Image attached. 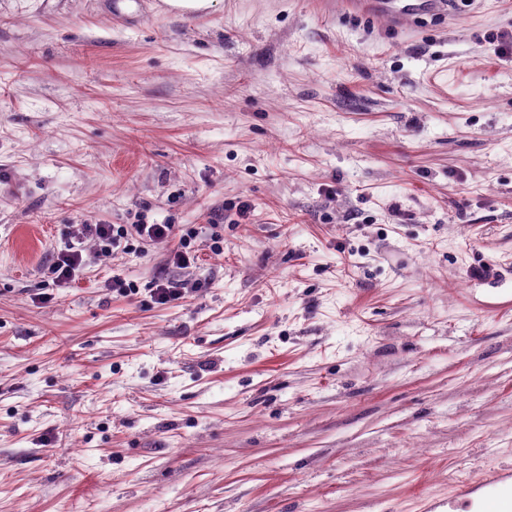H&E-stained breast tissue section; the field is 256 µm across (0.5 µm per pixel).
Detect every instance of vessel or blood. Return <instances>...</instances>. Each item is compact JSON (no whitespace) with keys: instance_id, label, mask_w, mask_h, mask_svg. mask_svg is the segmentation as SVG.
Masks as SVG:
<instances>
[{"instance_id":"vessel-or-blood-1","label":"vessel or blood","mask_w":512,"mask_h":512,"mask_svg":"<svg viewBox=\"0 0 512 512\" xmlns=\"http://www.w3.org/2000/svg\"><path fill=\"white\" fill-rule=\"evenodd\" d=\"M336 5L383 15L396 26L448 12V0H336ZM448 512H512V472L488 470L458 484L448 496Z\"/></svg>"}]
</instances>
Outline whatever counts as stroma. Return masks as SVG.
I'll return each mask as SVG.
<instances>
[{"label": "stroma", "mask_w": 512, "mask_h": 512, "mask_svg": "<svg viewBox=\"0 0 512 512\" xmlns=\"http://www.w3.org/2000/svg\"><path fill=\"white\" fill-rule=\"evenodd\" d=\"M105 2L0 0V512H421L512 465V0ZM141 219L196 267L43 274ZM450 0H336L323 1L327 6L347 7L365 14H380L395 26L404 21L417 20L424 17H441L448 14ZM133 236L123 224H65L62 237L64 249L58 251L44 270L60 288H68L76 281L85 265L83 252L89 243L100 255L111 256L114 249ZM186 237L181 235L178 244L170 250V263L180 269L189 268L199 260L196 250L190 246L189 234Z\"/></svg>", "instance_id": "35a3bbf8"}]
</instances>
